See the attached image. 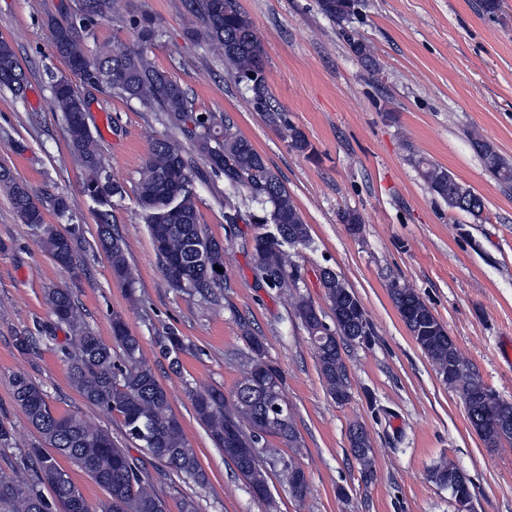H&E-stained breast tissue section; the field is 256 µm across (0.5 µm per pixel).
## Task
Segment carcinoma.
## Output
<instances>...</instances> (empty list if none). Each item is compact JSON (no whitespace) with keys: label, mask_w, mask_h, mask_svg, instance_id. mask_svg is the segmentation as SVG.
Listing matches in <instances>:
<instances>
[{"label":"carcinoma","mask_w":512,"mask_h":512,"mask_svg":"<svg viewBox=\"0 0 512 512\" xmlns=\"http://www.w3.org/2000/svg\"><path fill=\"white\" fill-rule=\"evenodd\" d=\"M118 0H73L72 10L84 19L106 18ZM197 22L185 29L188 39L204 42L219 50L224 66L235 81L246 85L249 103L265 124L279 133L290 151L310 157L314 149L305 132L296 126L285 110L270 102L263 74L264 47L250 16L239 0H184ZM352 0H318L320 12L340 25L350 17ZM138 48H117L92 59L85 51L74 23L51 19V44L69 71L83 81L93 80L126 99H136L143 106L162 114L168 129L180 134L191 150L207 166L224 174L230 186L245 190V201L260 206L247 215L244 201L224 197V223L246 221L260 226L273 224L277 232L264 231L254 236L251 261L256 276L269 288H295L299 282L297 266L284 245L305 246L311 242L310 227L276 173L269 169L253 145L236 130L229 116L220 120L211 113H196L187 91L176 80L158 69L147 56V49L159 35L155 21L143 15L132 19ZM352 52L365 66L376 69L369 50L347 37ZM22 71L11 44L0 39V88L19 95L25 82L9 77ZM55 107L64 115L68 146L84 172L83 191L99 206L97 210L98 243L109 259L116 282L126 288L134 284L123 239L112 233V197L119 187L99 153L93 133L85 121L82 98L72 82L60 77L53 84ZM473 150L485 170L498 183L512 185V163L489 141L470 137ZM431 193L448 201V170L431 160L411 154L409 157ZM201 171L185 156L176 140L160 139L152 145L137 183V195L148 224L154 250L161 263L167 287L195 296L213 305L220 304L228 283L224 273V246L205 235L199 224L194 179ZM0 184L9 189L11 202L22 223L31 229L41 225L38 238L46 251L68 271L76 267V245L81 235L78 224L60 232L45 223V211L60 217L70 215L66 197L46 193L37 195L27 184L14 179L0 167ZM322 288L326 304L334 313L331 335L327 341L312 343L322 381L328 395L338 404L349 401L351 385L347 366L339 347L365 344L373 335L366 311L349 307L355 292L338 280L336 272H327ZM389 296L410 335L431 360L438 375L460 392L467 418L487 447L512 442V428L504 430L501 420L512 419V401L500 398L474 373L449 374L450 365L460 352L448 340V330L424 303L416 291L394 278L387 284ZM46 302L53 320L40 322L34 329L14 336V347L29 353L39 343L55 346L68 365L71 386L90 404L119 417L126 440L144 450L154 461L177 476L199 487L208 484L194 449L190 448L182 424L172 412L166 391L159 384L153 368L143 357L138 337L129 330L124 318L112 314V343L105 342L87 326L70 288H51ZM312 303L297 296L294 314L309 336H320L318 321L308 315ZM65 326L73 335L77 350L57 342L55 331ZM245 342L243 374L231 395L217 388L189 389L197 420L205 426L215 446L235 466L246 482H262L269 472L283 466L288 486L296 497L307 490L303 470L281 464L274 453H248L257 439L278 438L288 445L297 442L293 418L278 410L277 394L282 392L280 369L267 358L264 343L247 323H242ZM155 346L171 365L177 367L180 355L190 350L179 332L168 328ZM13 396L41 443L23 453L22 470L13 476L0 475V505L9 512H168L164 497L142 460L130 455V449L116 442L110 433L91 425L75 414H59L51 406L43 386L31 376H14ZM367 435L361 424L348 432L350 454L364 479L373 473L372 445L359 442ZM64 458L87 474L106 491V499L97 507L87 503L69 472L60 464ZM459 468L442 462L430 471L436 485L448 489L456 498L451 481ZM50 490L49 502L44 490Z\"/></svg>","instance_id":"obj_1"}]
</instances>
